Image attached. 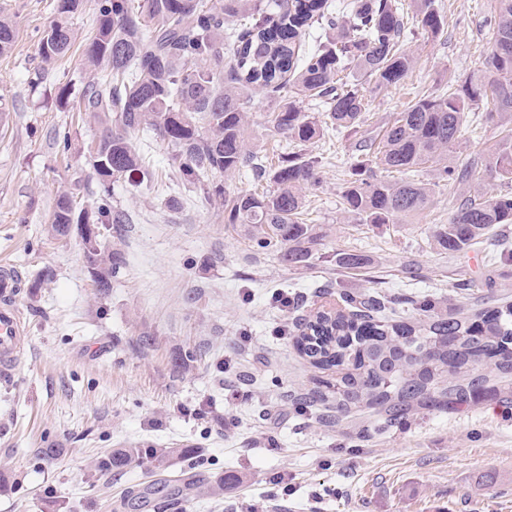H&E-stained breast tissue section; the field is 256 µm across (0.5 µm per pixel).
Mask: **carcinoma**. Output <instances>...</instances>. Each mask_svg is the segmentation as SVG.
I'll list each match as a JSON object with an SVG mask.
<instances>
[{
  "instance_id": "1",
  "label": "carcinoma",
  "mask_w": 512,
  "mask_h": 512,
  "mask_svg": "<svg viewBox=\"0 0 512 512\" xmlns=\"http://www.w3.org/2000/svg\"><path fill=\"white\" fill-rule=\"evenodd\" d=\"M85 0H58L56 18L40 41L50 65L71 49V17ZM482 22L492 49L484 67L452 81L448 91L422 96L388 124L380 139L358 145L339 190V208L359 224H394L424 210L432 186L458 188L472 169L451 154L459 146L465 112L483 104L488 123L512 122V0H496ZM96 34L84 54L89 82L84 110L96 124L88 161L102 187L93 209L77 208L72 192L59 193L50 232H74L83 245L99 292L112 288L121 254L105 237L91 240L80 225L107 230L125 224L112 207L111 184L154 176L130 134L147 131L173 152L178 179L199 188L205 207L223 210L224 223L253 246L277 253L281 262L306 264L320 240L307 223L306 190L323 182L324 162L301 152L273 163L248 147V104L261 92L272 102L270 131L306 145L324 135L306 100L326 107L331 126L355 128L367 101L362 80L379 93L403 80L416 64L404 43L437 38L445 21L435 0H416L414 15L398 0H94ZM325 37L306 46L309 30ZM16 31L0 16V54ZM420 166L433 184L387 181L375 170L407 174ZM250 169L253 182L270 187L224 191V180ZM488 168L512 181V129L491 154ZM501 224H512V192L476 191L464 196L448 223L433 232L436 247L457 252ZM343 306L320 309L300 324L294 345L313 367L333 374L291 395L296 412L338 424L367 413L382 431L403 429L420 408L459 411L485 397L512 405V304L489 303L465 316L444 315L427 297H361L340 294ZM407 306L393 322L379 316L389 306ZM489 367L496 384L480 372ZM170 455L165 448H120L92 462L95 471H121L147 462L154 468Z\"/></svg>"
}]
</instances>
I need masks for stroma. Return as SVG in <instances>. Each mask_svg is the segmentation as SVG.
<instances>
[{
    "instance_id": "35a3bbf8",
    "label": "stroma",
    "mask_w": 512,
    "mask_h": 512,
    "mask_svg": "<svg viewBox=\"0 0 512 512\" xmlns=\"http://www.w3.org/2000/svg\"><path fill=\"white\" fill-rule=\"evenodd\" d=\"M494 3L435 0L445 31L407 43L416 67L371 95L357 128L306 145L325 163L322 186L306 197L323 234L306 265L256 250L223 213L201 207L194 188H173L170 150L135 134L159 177L112 185L113 206L131 221L112 227L123 265L101 296L79 237L48 232L58 190L88 208L99 192L87 154L96 129L75 109L94 5L86 0L73 18L70 53L45 69L39 40L57 0H0L16 29L0 55V263L21 277L28 336L12 374L0 377V512H130L128 499L150 481L145 468L97 472L91 463L134 446L196 449V480L223 478L222 497L191 493L184 512H512V409L493 398L458 412L422 409L386 434L372 432L364 413L326 426L289 404L321 373L278 334L343 292L430 294L456 314L491 297L512 302V224L459 252L437 250L432 237L461 196L490 188L500 127L465 120L453 160L472 167L471 183L454 194L434 189L421 212L372 227L347 221L338 205L358 141L381 136L417 96L481 68L491 50L481 20ZM270 108L261 94L248 108L249 147L267 155L286 146L267 127ZM64 129L72 148L62 155L54 134ZM352 251L367 264L337 265V253ZM279 292L304 303L282 312ZM143 336L151 346H140ZM185 354L192 366L175 374Z\"/></svg>"
}]
</instances>
